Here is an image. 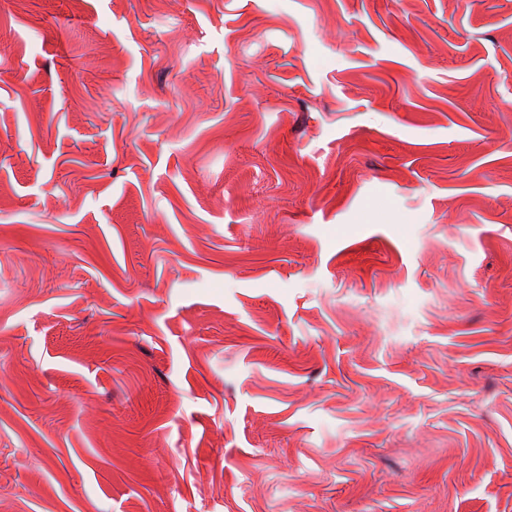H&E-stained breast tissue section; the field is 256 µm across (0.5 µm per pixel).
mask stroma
I'll return each mask as SVG.
<instances>
[{"label": "stroma", "mask_w": 512, "mask_h": 512, "mask_svg": "<svg viewBox=\"0 0 512 512\" xmlns=\"http://www.w3.org/2000/svg\"><path fill=\"white\" fill-rule=\"evenodd\" d=\"M0 512H512V0H0Z\"/></svg>", "instance_id": "obj_1"}]
</instances>
